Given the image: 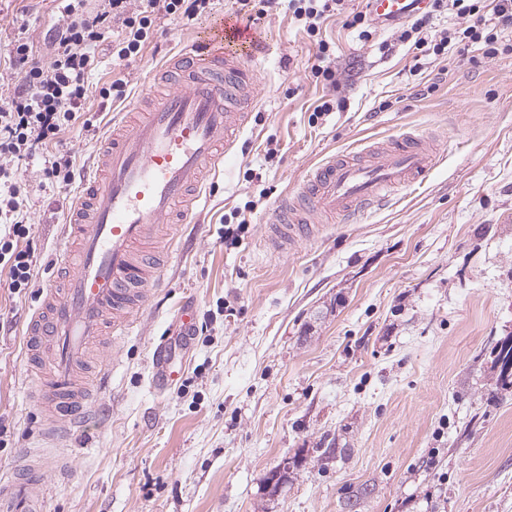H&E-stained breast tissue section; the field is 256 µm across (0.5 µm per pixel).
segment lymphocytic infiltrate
Listing matches in <instances>:
<instances>
[{
    "label": "lymphocytic infiltrate",
    "mask_w": 512,
    "mask_h": 512,
    "mask_svg": "<svg viewBox=\"0 0 512 512\" xmlns=\"http://www.w3.org/2000/svg\"><path fill=\"white\" fill-rule=\"evenodd\" d=\"M102 0L95 16H87L73 0L65 26L50 27L44 43L53 57L50 65L36 61L32 46L14 41L9 62L18 72L13 93L0 98V269H7L9 290L28 286L33 276L34 253L25 245L30 236L27 196L8 165L9 160L32 155L36 146L49 145L73 129L84 112L88 78L97 67V47L110 42L121 60L137 56L147 45L157 19H189L210 13L211 0ZM288 8L316 48L311 75L324 84L336 82V63L323 25L340 16L345 28L359 29L362 38L372 35L370 11L346 9L344 0H288ZM432 12H449L462 18L454 32L431 31V14L403 26L396 41L411 45L418 55L447 54L450 44L483 43L489 55L512 53V44L500 43L498 31L512 26V0H432Z\"/></svg>",
    "instance_id": "f902f5d3"
}]
</instances>
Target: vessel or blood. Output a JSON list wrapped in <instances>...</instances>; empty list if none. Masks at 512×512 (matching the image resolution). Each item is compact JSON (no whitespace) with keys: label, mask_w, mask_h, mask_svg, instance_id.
Wrapping results in <instances>:
<instances>
[{"label":"vessel or blood","mask_w":512,"mask_h":512,"mask_svg":"<svg viewBox=\"0 0 512 512\" xmlns=\"http://www.w3.org/2000/svg\"><path fill=\"white\" fill-rule=\"evenodd\" d=\"M429 0H371L389 23L410 17ZM239 35L227 20L201 43L181 49L153 70L100 144L93 169L69 215L72 234L61 250L66 277L49 289L27 327L31 346H47L55 374L46 404L51 436L67 434L90 408L73 380L87 345L106 326L121 328L139 309L155 276L150 247L164 224L187 223L207 176L219 173L258 103ZM426 136L407 131L307 169L298 193L280 201L277 245L314 237L326 224L357 223L402 189L422 181L443 160ZM10 512H36L34 484L0 487Z\"/></svg>","instance_id":"vessel-or-blood-1"}]
</instances>
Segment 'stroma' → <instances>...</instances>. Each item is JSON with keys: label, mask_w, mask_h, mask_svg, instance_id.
Returning a JSON list of instances; mask_svg holds the SVG:
<instances>
[{"label": "stroma", "mask_w": 512, "mask_h": 512, "mask_svg": "<svg viewBox=\"0 0 512 512\" xmlns=\"http://www.w3.org/2000/svg\"><path fill=\"white\" fill-rule=\"evenodd\" d=\"M236 13L213 0L195 20L158 19L142 56L100 51L86 119L49 148L94 159L124 101H102L111 80L148 76ZM57 0H0V95L17 74L11 42L49 65ZM266 46L250 69L254 121L224 173L208 180L193 223L167 238L162 287L129 325L91 344L79 378L93 407L73 435L44 436L26 329L53 283L55 257L78 190L47 179L44 157L19 161L28 190L30 288L0 287V482L17 466L42 470L41 512H512V389L493 351L512 340V55L426 58L383 52L328 20L339 81H314L315 47L286 0L241 16ZM339 109L313 118L323 100ZM426 133L447 158L360 224H340L282 251L266 228L282 196L334 152ZM247 224L224 237L234 213ZM200 330L187 336L181 307ZM165 346L182 375L152 383Z\"/></svg>", "instance_id": "obj_1"}]
</instances>
